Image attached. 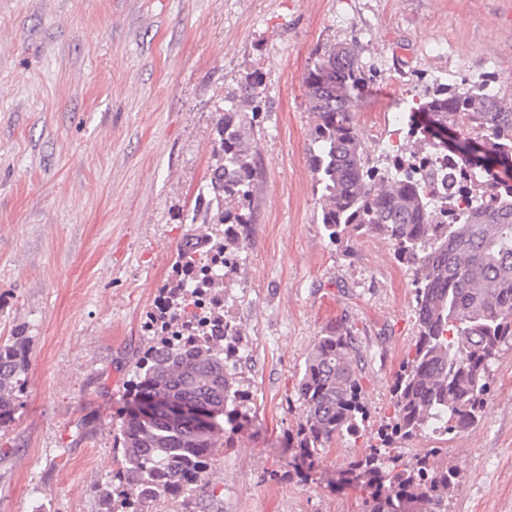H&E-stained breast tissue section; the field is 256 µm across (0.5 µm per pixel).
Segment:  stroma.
I'll return each instance as SVG.
<instances>
[{
    "label": "stroma",
    "instance_id": "stroma-1",
    "mask_svg": "<svg viewBox=\"0 0 512 512\" xmlns=\"http://www.w3.org/2000/svg\"><path fill=\"white\" fill-rule=\"evenodd\" d=\"M357 42L374 72L354 99L374 164L383 115L427 87L498 73L512 96V0H0V344L30 338L12 419L0 425V512H103L144 322L172 275L211 158L216 108L260 77L259 190L224 290L240 330L251 422L205 476L206 512H362L341 486L364 438L336 439L306 475L288 445L296 382L339 321L363 354L367 435L386 423L414 342L413 276L383 237L330 242L308 164L304 77L325 47ZM443 448L459 470L448 512H512V349L486 413L407 454Z\"/></svg>",
    "mask_w": 512,
    "mask_h": 512
}]
</instances>
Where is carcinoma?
I'll return each mask as SVG.
<instances>
[{
	"instance_id": "obj_1",
	"label": "carcinoma",
	"mask_w": 512,
	"mask_h": 512,
	"mask_svg": "<svg viewBox=\"0 0 512 512\" xmlns=\"http://www.w3.org/2000/svg\"><path fill=\"white\" fill-rule=\"evenodd\" d=\"M369 80L355 42L326 48L305 77L309 166L321 186V224L331 241L374 233L388 240L397 261L412 270L416 301L415 341L395 375L393 412L385 431L348 464L346 486L363 493V512H447L458 470L431 448L411 458L402 448L427 430L461 434L486 412L490 367L512 347V184L493 166L512 162V106L502 88L474 81L458 91L439 90L419 105L440 131L459 132L456 150H441L469 172L467 207L448 223L455 194L441 199L430 184L448 181L442 170L402 164L390 172L370 165L354 104L336 95V83L358 87ZM260 82L248 77L240 94L217 108L216 137L193 208L179 223L197 225L183 236L173 272L202 264L210 254L236 255L253 223L257 189L255 118ZM167 306L149 315L155 344L136 365L131 403L178 402L215 412L237 431L249 421L246 396L237 385L241 358L224 353L216 329L224 316L199 329L191 348L179 341L197 289L174 278L164 287ZM0 357V421L11 415L29 369L25 337H13ZM362 354L343 322L317 337L298 378L302 422L290 442L312 459L345 435L365 434L367 408L361 385ZM230 437L215 429L128 410L114 434L118 467L114 489H96L105 512H147L139 498L161 470L168 487L157 497L182 496L199 503L212 497L201 475L224 454Z\"/></svg>"
}]
</instances>
